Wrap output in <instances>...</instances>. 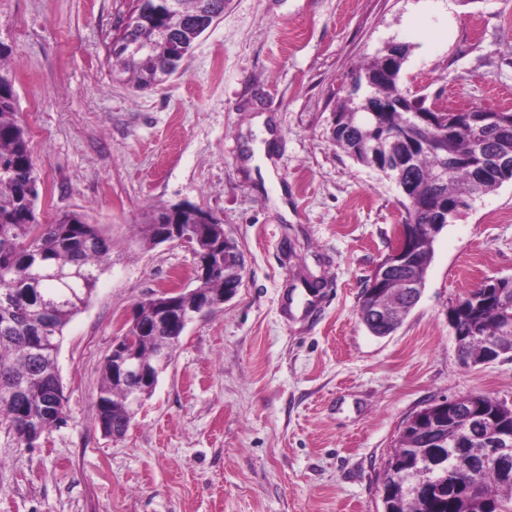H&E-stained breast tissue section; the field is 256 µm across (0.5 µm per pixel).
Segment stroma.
I'll return each mask as SVG.
<instances>
[{"label":"stroma","instance_id":"1","mask_svg":"<svg viewBox=\"0 0 512 512\" xmlns=\"http://www.w3.org/2000/svg\"><path fill=\"white\" fill-rule=\"evenodd\" d=\"M131 12L132 0H0L40 219L82 213L112 240L57 355L62 423L31 448L0 430V512H382L384 464L416 412L470 395L512 406V357L464 365L448 324L469 289L512 277V180L449 221L419 301L374 336L358 309L404 195L336 147L333 115L390 41L410 46L402 89L512 112V0H226L146 90L112 70ZM266 130L269 184L247 165ZM183 202L222 220L242 283L188 326L112 438L95 400L114 338L155 293L194 286L192 252L145 245L138 226Z\"/></svg>","mask_w":512,"mask_h":512}]
</instances>
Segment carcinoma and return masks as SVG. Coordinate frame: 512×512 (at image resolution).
I'll list each match as a JSON object with an SVG mask.
<instances>
[{"label":"carcinoma","mask_w":512,"mask_h":512,"mask_svg":"<svg viewBox=\"0 0 512 512\" xmlns=\"http://www.w3.org/2000/svg\"><path fill=\"white\" fill-rule=\"evenodd\" d=\"M175 11L160 9L155 18L142 24L137 36L152 49L153 63L123 58L121 72L128 73L138 89L158 85V63L178 70L203 34L189 20L207 4L215 14L224 12V0H175ZM171 33L181 54L171 58L169 42L160 30ZM0 43V427L15 436L17 444L30 448L44 431L63 419L64 407L55 393L63 391L56 356L42 345V337L59 342L63 329L87 302L112 253V239L85 215L66 212L43 224L36 209L37 175L29 150L25 126L19 119L18 99L11 70L3 65L10 56ZM409 46L394 43L377 53L359 73L367 79L365 91L347 92L334 113L332 138L354 161L370 166L369 147L394 130L415 126L419 102H410L400 88L399 74ZM475 112H459L443 118L438 127L419 129L417 134L432 147L415 151L407 142L395 149L401 166L391 176L401 188L406 218L400 231L418 236L425 224H448L460 208L476 196L498 188L512 179V112L499 113L487 132L478 130ZM445 173L444 187L436 189V175ZM197 224V212L171 213L163 206L150 220L139 225L141 239L155 244L152 225ZM224 234V224L213 217L210 224L194 229V235L215 242ZM433 247L419 240L408 265L396 271L397 282L380 295L389 317L368 322L379 336L396 329L415 305L424 286L425 271ZM512 314V288H494L485 280L465 295L455 324L460 352L482 360V337L497 336L504 353H512V330L502 327L501 318ZM180 332L173 330L164 340L138 341L139 356L150 360L162 344L174 349ZM127 390L112 383V357H107L96 397V417L106 434L124 435L128 430ZM450 430L443 427L441 436ZM430 431L416 439L408 437L388 458L401 469L411 459L423 458L426 469L441 482L470 479L471 462L484 453L486 433L477 434L466 448H444L436 453L429 444L439 436ZM472 480V479H470ZM512 512V453L500 466L485 468L471 485L454 497L433 495L421 504L407 498L390 499V512Z\"/></svg>","instance_id":"carcinoma-1"}]
</instances>
